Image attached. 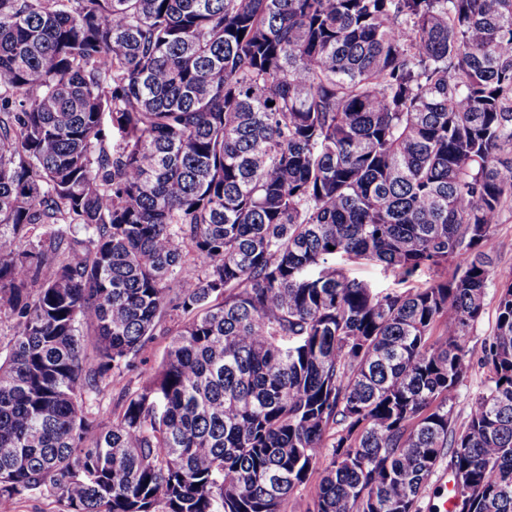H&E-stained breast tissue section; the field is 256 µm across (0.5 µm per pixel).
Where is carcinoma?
Instances as JSON below:
<instances>
[{
  "mask_svg": "<svg viewBox=\"0 0 512 512\" xmlns=\"http://www.w3.org/2000/svg\"><path fill=\"white\" fill-rule=\"evenodd\" d=\"M511 202L512 0H0V501L512 512ZM489 255L491 281L487 290L485 310L466 337L467 346L476 352H480L484 339L491 336L495 328L497 317L496 289L502 282L512 279V209L510 208L503 211L501 224L497 225ZM348 275L352 278L364 280L373 288L379 290L401 289L404 286L398 284L397 279L391 272H385L383 268L375 264H343ZM179 325L180 322L177 319H167V321L162 324V328H164V330H169V332L163 334L162 330L161 332L158 330L157 336H155V339L152 343L149 344L145 351V356L147 357V365L141 366L138 370L126 373L122 378L114 380L113 383H111L107 388V391H105V393L99 397V403L102 412L108 413L112 409V404L115 402L117 393L122 387H129L134 390L135 388L141 386L144 380L143 374H141V372L150 368V366L153 364H157L162 359L171 338L169 334L174 332L179 327ZM490 373L478 365L472 366L466 374L457 393L453 417L457 427L464 425L473 402L478 394L489 383Z\"/></svg>",
  "mask_w": 512,
  "mask_h": 512,
  "instance_id": "cac0c4a2",
  "label": "carcinoma"
}]
</instances>
